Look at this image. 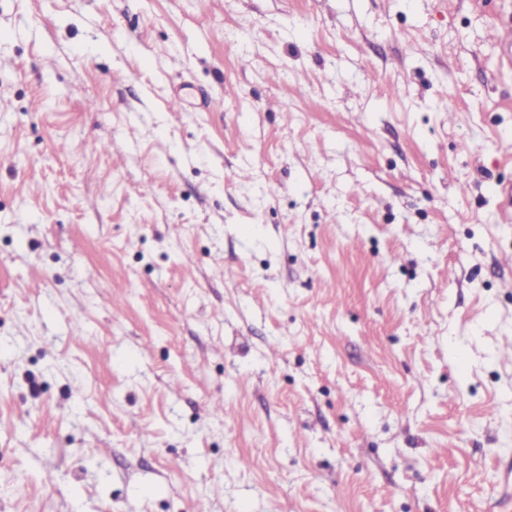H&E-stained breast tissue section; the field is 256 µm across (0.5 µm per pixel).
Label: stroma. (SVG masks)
I'll return each mask as SVG.
<instances>
[{"mask_svg": "<svg viewBox=\"0 0 512 512\" xmlns=\"http://www.w3.org/2000/svg\"><path fill=\"white\" fill-rule=\"evenodd\" d=\"M511 15L0 0V512H512Z\"/></svg>", "mask_w": 512, "mask_h": 512, "instance_id": "35a3bbf8", "label": "stroma"}]
</instances>
